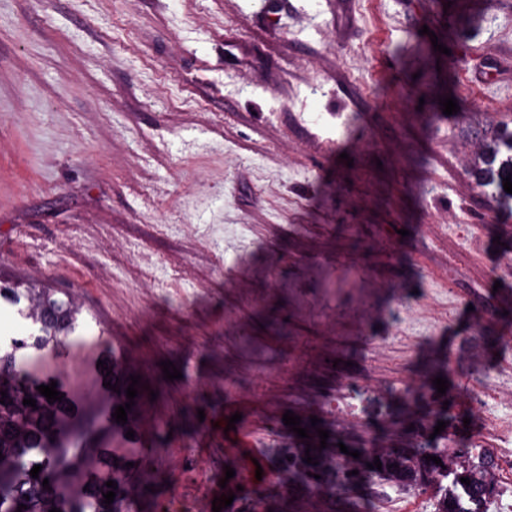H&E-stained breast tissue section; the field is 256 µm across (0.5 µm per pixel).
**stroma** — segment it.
Masks as SVG:
<instances>
[{"label":"stroma","mask_w":512,"mask_h":512,"mask_svg":"<svg viewBox=\"0 0 512 512\" xmlns=\"http://www.w3.org/2000/svg\"><path fill=\"white\" fill-rule=\"evenodd\" d=\"M504 112L512 0H0V285L73 296L100 335L63 364L103 405L94 367L129 345L157 394L139 442L171 451L142 512L219 482L245 499L320 443L288 411L350 447L399 420L432 434L401 386L429 371L470 420L452 447L499 428L512 454ZM236 413L264 454L229 482ZM207 424L222 445H201ZM196 449L195 477L167 484ZM367 485L282 507L374 512Z\"/></svg>","instance_id":"stroma-1"}]
</instances>
